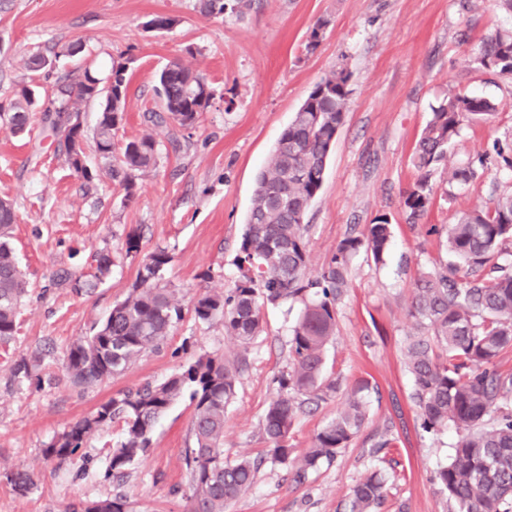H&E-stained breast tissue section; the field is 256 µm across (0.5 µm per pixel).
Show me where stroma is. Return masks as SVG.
I'll return each instance as SVG.
<instances>
[{
	"label": "stroma",
	"instance_id": "obj_1",
	"mask_svg": "<svg viewBox=\"0 0 512 512\" xmlns=\"http://www.w3.org/2000/svg\"><path fill=\"white\" fill-rule=\"evenodd\" d=\"M155 14L177 23L164 33L147 30L144 23ZM322 19L329 26L316 50L307 51L309 33ZM511 26L512 15L497 0H254L242 16L223 18L202 14L198 0H0V102L30 82L48 90L52 75L76 74L86 65L104 78L113 62L123 61L128 108L115 144L149 133L159 149L156 166L139 174L129 199L105 174L94 142L86 144L94 174L87 181L41 125L16 137L0 124V198L17 211L11 245L28 289L17 332L8 350H0V512H64L70 503L116 494L135 512H187L189 396L160 418L151 448L123 483L105 475L121 422L92 434L72 459L51 460L43 450L113 395L162 382L204 353L247 359L224 423L225 457L266 454L260 421L275 394L273 380L288 365L300 303L265 307L263 331L246 347L226 336L222 321L199 322L188 309L199 294L233 286L256 175L314 86L342 68L350 74L348 110L306 217L310 268L320 271L344 238L376 216L387 215L392 239L385 264L363 255L352 262L326 355L325 375L338 389L298 413L288 441L294 458L305 455L361 385L368 415L333 462L301 482L285 466L264 467L226 512H344L353 486L382 457L376 446L385 437L392 441L383 456L390 479L377 512H448L434 472L446 463L457 433L422 431L410 398L405 339L417 278L448 259V225L460 212L489 206L494 192L512 191L507 170L455 194L448 186L449 169L512 132V78L479 71L470 54L472 43ZM35 53L49 57L50 74L27 71L25 61ZM174 60L202 71L215 93L178 152L168 144L167 128L147 120L161 107L156 76ZM456 92L489 98L498 110L488 121L464 125L431 178L432 206L418 223H408L401 201L419 177L416 141L432 107ZM132 236L138 249L130 253ZM159 248L171 256L160 285L186 307L183 319L159 349L127 370L72 385L61 372L67 346L127 297ZM98 252L114 260L110 277L92 293L77 292L76 280ZM37 351L56 375L53 385L39 388L11 373L15 360ZM17 470L33 476L26 491L10 480Z\"/></svg>",
	"mask_w": 512,
	"mask_h": 512
}]
</instances>
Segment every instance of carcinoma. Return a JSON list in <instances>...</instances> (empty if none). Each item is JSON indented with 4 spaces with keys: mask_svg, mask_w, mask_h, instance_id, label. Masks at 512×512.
<instances>
[{
    "mask_svg": "<svg viewBox=\"0 0 512 512\" xmlns=\"http://www.w3.org/2000/svg\"><path fill=\"white\" fill-rule=\"evenodd\" d=\"M209 16H240L250 0H199ZM177 19L156 15L144 22L155 31H169ZM477 68L497 76H512V28L482 38L472 48ZM126 63H112L111 93L91 68L72 79L58 77L51 90L40 95L22 86L9 105L0 104L14 134L29 131L37 117L66 155L73 172L90 180L84 147L85 129L72 124L83 102L97 101L96 150L108 160L105 173L137 193L138 174L155 167L157 141L146 134L114 153V137L128 107ZM350 74L341 69L326 76L309 93L281 132L272 155L256 181L253 205L237 258L238 275L225 292H206L191 303L196 320L224 322L226 334L242 345L262 332L263 307L300 301L302 309L291 329L289 365L277 378L260 429L270 448L267 457L224 458V420L239 380V368L221 357L198 356L180 373L134 392L119 393L95 411L55 435L44 450L48 459H70L85 440L116 419L123 423L122 438L109 453L108 469L121 481L130 466L152 445L159 418L185 391L194 404L192 446L185 449L189 474V512H224L255 482L260 467L270 461L292 462L288 440L298 412L317 406L336 393V381L323 375L327 346L336 333V304L348 287L353 258L359 253L376 264L389 255L391 224L384 214L346 237L327 266L309 272L306 216L323 186L331 148L347 111ZM157 94L164 112L156 122L178 133L196 126L214 99L205 75L177 62L158 75ZM498 111L493 101L458 92L432 108L413 153L420 177L402 200L408 222L416 223L430 208V179L462 126L487 120ZM491 167L512 171V133L497 138L490 148L448 173V184L463 189ZM17 215L13 202L0 198V345L15 336L26 280L10 244ZM512 192L492 205L459 215L448 227L451 261L424 272L416 281L412 299L413 332L405 346V367L411 375V399L419 409L421 427L441 432L454 427L458 439L448 462L435 474L447 493L450 512H512V373L498 367L501 353L512 348ZM171 261L164 249L150 254L129 295L112 306L108 316L86 336L68 347L63 372L75 386L91 385L127 369L141 354L157 348L181 319L182 309L171 292L157 284ZM114 261L105 253L93 256V273L77 288L94 290L111 273ZM38 353L16 361L12 373L40 386L53 376L38 373ZM367 416L362 390L352 392L344 408L316 434L313 445L297 462L294 479L303 480L322 463L332 462L358 433ZM388 472L374 467L353 487L346 512H375L385 497ZM85 512H133L128 499L85 502Z\"/></svg>",
    "mask_w": 512,
    "mask_h": 512,
    "instance_id": "carcinoma-1",
    "label": "carcinoma"
}]
</instances>
